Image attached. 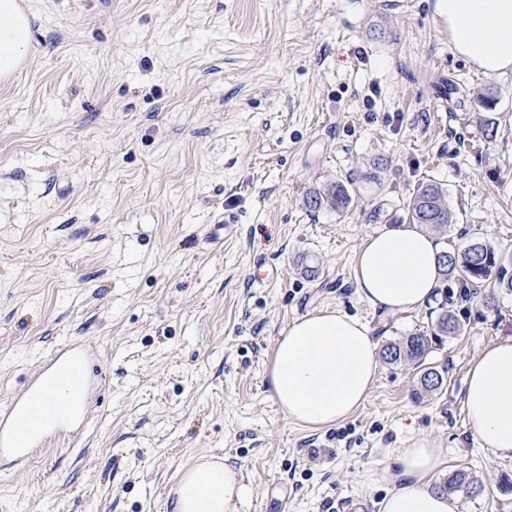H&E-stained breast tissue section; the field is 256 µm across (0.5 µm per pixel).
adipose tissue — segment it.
<instances>
[{"label": "adipose tissue", "instance_id": "ef3b65f1", "mask_svg": "<svg viewBox=\"0 0 512 512\" xmlns=\"http://www.w3.org/2000/svg\"><path fill=\"white\" fill-rule=\"evenodd\" d=\"M434 16L459 57L488 74L512 72V0H434ZM16 0H0V73L23 59L29 33L18 27ZM441 249L431 234L412 228L369 237L353 256L360 297L385 315L425 306L439 282ZM379 369L378 346L358 320L336 309L296 318L278 337L267 377L286 418L312 430L352 416L365 402ZM470 427L484 448L512 456V336L472 361L465 382ZM441 450L426 438L401 449L397 484L382 512H456L455 500L433 481ZM245 489L230 465L201 461L185 470L174 512H228Z\"/></svg>", "mask_w": 512, "mask_h": 512}]
</instances>
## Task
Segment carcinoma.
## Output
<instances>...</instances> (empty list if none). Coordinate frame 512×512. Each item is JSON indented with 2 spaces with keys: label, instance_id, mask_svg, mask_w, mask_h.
I'll list each match as a JSON object with an SVG mask.
<instances>
[{
  "label": "carcinoma",
  "instance_id": "obj_1",
  "mask_svg": "<svg viewBox=\"0 0 512 512\" xmlns=\"http://www.w3.org/2000/svg\"><path fill=\"white\" fill-rule=\"evenodd\" d=\"M353 201L352 190L343 182H335L322 190H311L305 203L309 210L330 209L340 211L349 207ZM410 221L421 224L434 231L445 232L453 223L452 212L448 206L447 191L441 183L428 179L408 202ZM442 267L441 281L456 279L465 288H505L512 291V256H503L487 242L475 239L460 252L441 251L439 255ZM461 331L459 319L443 310L431 328L416 331L403 339L389 343L383 350L384 358L391 362L404 359L423 364L444 336H455ZM424 389L438 391L447 385V370L429 366L421 375ZM477 488L476 480L464 469H458L449 477L435 485L443 494L458 491L472 493Z\"/></svg>",
  "mask_w": 512,
  "mask_h": 512
}]
</instances>
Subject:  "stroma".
Masks as SVG:
<instances>
[{
    "label": "stroma",
    "instance_id": "1",
    "mask_svg": "<svg viewBox=\"0 0 512 512\" xmlns=\"http://www.w3.org/2000/svg\"><path fill=\"white\" fill-rule=\"evenodd\" d=\"M26 8L29 66L0 82V407L70 341L101 375L86 429L0 462V512H174L205 457L246 488L229 512H381L421 436L443 450L438 477H476L459 512H512V458L481 448L464 407L471 362L512 334V292L464 300L452 280L387 317L352 269L366 239L408 224L426 179L454 218L441 248L512 254V73L455 55L432 0ZM348 180L347 209H306L310 190ZM444 306L464 325L428 357L445 390L384 361L364 405L320 430L273 399L272 352L296 318L335 308L382 346Z\"/></svg>",
    "mask_w": 512,
    "mask_h": 512
}]
</instances>
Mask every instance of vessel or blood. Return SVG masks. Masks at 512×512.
Instances as JSON below:
<instances>
[{
    "label": "vessel or blood",
    "instance_id": "vessel-or-blood-1",
    "mask_svg": "<svg viewBox=\"0 0 512 512\" xmlns=\"http://www.w3.org/2000/svg\"><path fill=\"white\" fill-rule=\"evenodd\" d=\"M93 373L90 354L74 344L35 372L0 409V459L15 461L42 447L61 423H87Z\"/></svg>",
    "mask_w": 512,
    "mask_h": 512
}]
</instances>
